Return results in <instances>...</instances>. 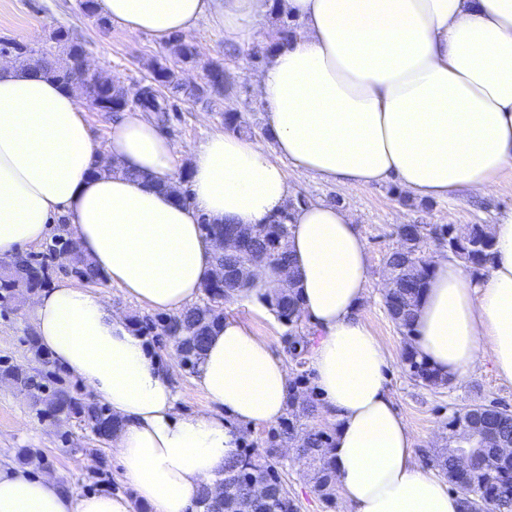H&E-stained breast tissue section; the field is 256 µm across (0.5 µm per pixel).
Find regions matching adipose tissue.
Returning a JSON list of instances; mask_svg holds the SVG:
<instances>
[{
    "label": "adipose tissue",
    "mask_w": 512,
    "mask_h": 512,
    "mask_svg": "<svg viewBox=\"0 0 512 512\" xmlns=\"http://www.w3.org/2000/svg\"><path fill=\"white\" fill-rule=\"evenodd\" d=\"M299 25L255 74L261 138L206 137L179 176V145L143 112H121L96 141L86 103L19 62L0 63V259L43 243L59 219L124 295L172 315L194 304L214 269L201 219L264 224L286 209L288 173L348 190L391 183L421 200L488 196L512 169V0H98L115 26L164 43L200 21L249 45L272 9ZM117 165L96 173L102 154ZM187 182L186 198L172 185ZM487 276L433 257L416 309L413 349L460 380L482 354L512 381V209L496 214ZM288 249L306 325L309 366L334 424L330 467L346 512H462L417 460L387 388L392 358L362 317L368 248L342 206L291 210ZM281 285L257 271L243 313L209 338L195 383L207 410L177 409L173 370L100 291L70 280L32 299L42 349L111 410L132 496L81 492L0 463V512H199L197 492L224 476L242 427L276 423L290 373L250 328L253 299Z\"/></svg>",
    "instance_id": "ef3b65f1"
}]
</instances>
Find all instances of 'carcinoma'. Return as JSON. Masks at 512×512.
Returning <instances> with one entry per match:
<instances>
[{
    "label": "carcinoma",
    "instance_id": "cac0c4a2",
    "mask_svg": "<svg viewBox=\"0 0 512 512\" xmlns=\"http://www.w3.org/2000/svg\"><path fill=\"white\" fill-rule=\"evenodd\" d=\"M296 28L288 20L281 21L274 41L257 45L253 49V59L261 62L279 46L289 42ZM52 45L44 48L37 57L30 56L26 46L11 39H0V50L15 52L22 63L33 62L45 76L75 90L88 94L90 106L99 112H122L128 108L138 109L150 117L165 123L172 111L171 98L182 94L188 98L206 100L219 104L224 93L231 87L224 66L212 62L207 69V87L200 90L190 88L182 82L179 68L195 62V48L182 38L174 37L168 45V54L147 63L149 77L146 85L151 91L138 99L128 98V90L99 76L86 74L81 69V59L85 54L83 44L70 38L69 31L58 28L51 36ZM305 203L299 196L289 200L287 210L266 224L242 225L211 223L204 221L201 229L212 242L224 235L238 231L247 239L245 254H223L214 252V261L224 264V283H207L204 287L207 301L195 305L179 315H160L146 321L134 323L136 330L148 336L158 330L165 332L176 345L177 356L187 367H198L205 351L211 331L224 321V302L244 292L251 283L241 276L246 259H267L274 265L292 266L293 260L288 250L290 235L289 209ZM448 243V253L463 260L469 267L478 271L486 269L492 262L493 243H484V225L470 226L469 239L458 242L453 235V225L401 224L395 235L400 246L393 251L386 262L385 272L395 281L393 293L385 297V305L391 320L404 336L413 335L416 308L425 287L428 275V261L421 251V244L428 235ZM8 274L0 275V300H7L24 291L43 288L47 284L42 266L31 261V256L21 255L12 263L0 267ZM277 318L288 327L287 353L295 360L308 350L309 341L300 326L302 316L300 297L297 291V278L288 280L287 287L274 293L260 296ZM404 361L412 380L430 387L448 383L428 363L417 358L412 349L404 353ZM7 373L17 383L40 392H50L55 379L47 372L35 377L19 369H9ZM308 372L296 370L290 383L288 416L280 426L269 432L264 452L243 451L233 458L224 470L222 483L233 486L231 493L218 498L212 490L204 486L197 495L202 512H245L248 509L251 486L266 484L269 493L266 500L256 506L255 512H298V504L290 496L286 483L272 461L278 446L294 439L300 443L298 460L307 466L314 486L320 497L332 503L336 497V477L331 471L328 453L332 448L333 436L323 429L310 428L297 433L301 418L314 411V402L299 398V392L308 384ZM74 418L79 425L88 427L98 436L109 437L117 429L118 422L108 409L85 399L72 400ZM464 423L480 436L485 451L483 457L467 472L457 468L454 453L444 451L435 456V463L448 481L459 487L464 494L463 501L473 500L477 512H512V457L497 452L501 442L512 439V411L495 404H472L456 410L448 418V446H454V426Z\"/></svg>",
    "mask_w": 512,
    "mask_h": 512
}]
</instances>
